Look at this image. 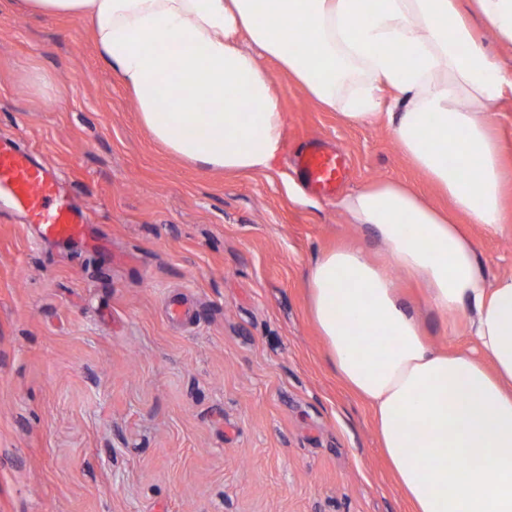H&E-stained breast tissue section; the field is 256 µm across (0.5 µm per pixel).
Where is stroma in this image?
Returning <instances> with one entry per match:
<instances>
[{
    "label": "stroma",
    "instance_id": "obj_1",
    "mask_svg": "<svg viewBox=\"0 0 512 512\" xmlns=\"http://www.w3.org/2000/svg\"><path fill=\"white\" fill-rule=\"evenodd\" d=\"M264 67L285 137L270 171L230 177L152 141L86 21L0 0V138L56 173L93 238L43 239L0 202V512H409L307 276L341 245L386 259L344 196L383 180L439 194L385 117L348 122ZM312 141L348 159L333 196L292 164ZM503 217L468 227L491 280L512 275V187ZM395 279L435 348L467 345ZM173 299L185 319H167Z\"/></svg>",
    "mask_w": 512,
    "mask_h": 512
}]
</instances>
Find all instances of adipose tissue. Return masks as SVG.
Here are the masks:
<instances>
[{
    "label": "adipose tissue",
    "instance_id": "ef3b65f1",
    "mask_svg": "<svg viewBox=\"0 0 512 512\" xmlns=\"http://www.w3.org/2000/svg\"><path fill=\"white\" fill-rule=\"evenodd\" d=\"M93 22L102 61L130 91L152 139L227 174L270 168L285 133L278 60L323 107L363 122L384 90L403 154L448 197L381 181L344 197L388 264L341 247L312 264V319L339 378L372 412L410 512H512V276L488 279L457 216L502 226L512 180L495 132L512 90L456 0H24ZM421 281L477 346L441 352L401 299L390 267Z\"/></svg>",
    "mask_w": 512,
    "mask_h": 512
}]
</instances>
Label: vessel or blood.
<instances>
[{
	"mask_svg": "<svg viewBox=\"0 0 512 512\" xmlns=\"http://www.w3.org/2000/svg\"><path fill=\"white\" fill-rule=\"evenodd\" d=\"M305 184L330 193L343 184L347 160L343 154L309 145L294 159ZM0 197L21 209L45 238L79 240L85 235L86 215L66 196L56 176L12 141H0Z\"/></svg>",
	"mask_w": 512,
	"mask_h": 512,
	"instance_id": "1",
	"label": "vessel or blood"
}]
</instances>
